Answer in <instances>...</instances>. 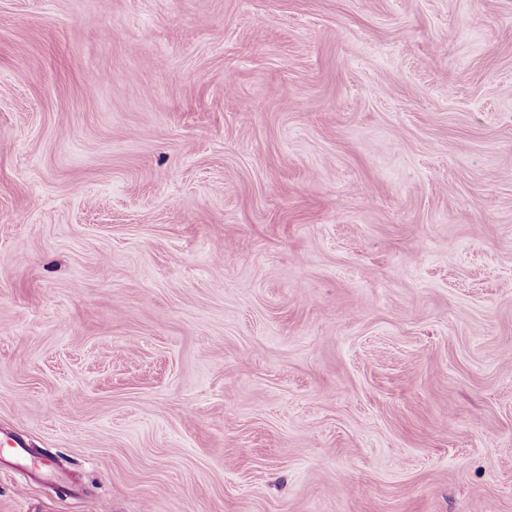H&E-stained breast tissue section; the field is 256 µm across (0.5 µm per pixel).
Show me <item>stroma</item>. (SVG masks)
Masks as SVG:
<instances>
[{
    "label": "stroma",
    "instance_id": "35a3bbf8",
    "mask_svg": "<svg viewBox=\"0 0 512 512\" xmlns=\"http://www.w3.org/2000/svg\"><path fill=\"white\" fill-rule=\"evenodd\" d=\"M8 434L0 512H512V0H0Z\"/></svg>",
    "mask_w": 512,
    "mask_h": 512
}]
</instances>
